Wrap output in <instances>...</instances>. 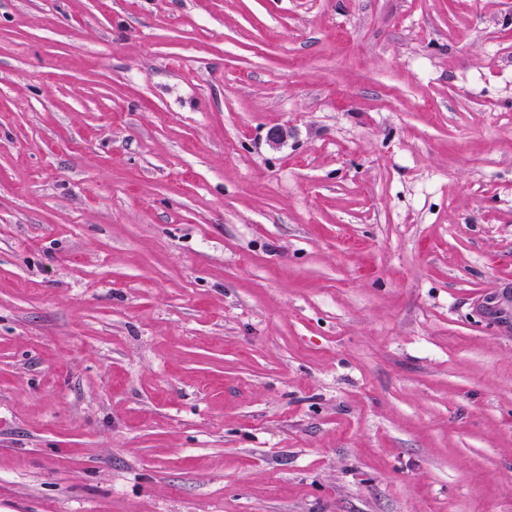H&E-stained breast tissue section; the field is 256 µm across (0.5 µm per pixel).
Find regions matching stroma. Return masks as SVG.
Returning <instances> with one entry per match:
<instances>
[{
  "mask_svg": "<svg viewBox=\"0 0 512 512\" xmlns=\"http://www.w3.org/2000/svg\"><path fill=\"white\" fill-rule=\"evenodd\" d=\"M492 294L512 0H0V512H512Z\"/></svg>",
  "mask_w": 512,
  "mask_h": 512,
  "instance_id": "obj_1",
  "label": "stroma"
}]
</instances>
